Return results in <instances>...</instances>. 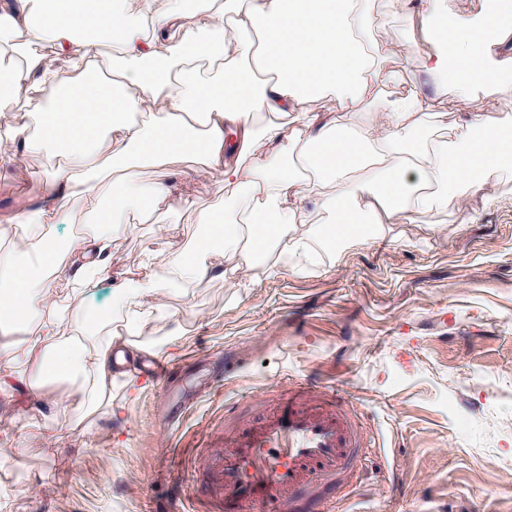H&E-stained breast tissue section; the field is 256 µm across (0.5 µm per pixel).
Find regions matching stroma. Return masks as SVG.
<instances>
[{
	"label": "stroma",
	"mask_w": 512,
	"mask_h": 512,
	"mask_svg": "<svg viewBox=\"0 0 512 512\" xmlns=\"http://www.w3.org/2000/svg\"><path fill=\"white\" fill-rule=\"evenodd\" d=\"M426 7L374 10L371 37L417 63L433 49L417 18ZM420 89L448 122L499 109L490 96L458 102L426 76ZM0 155L1 225L34 190L18 175L48 163L5 139ZM142 174L170 189L154 223L113 242L108 276L51 306L74 320L101 314L130 360L177 364L175 390L192 406L167 430L165 389L130 374L113 377L96 410L70 378L33 399L0 396V512H194L209 445L304 378L348 393L363 427L356 476L315 481L335 512H512V177L495 200L473 197L464 221L451 205L302 272L283 253L237 279L215 272L169 289L166 320L132 330L112 286L142 273L143 241L162 225L170 251H197V211L224 204L210 176ZM188 191L192 211L178 204Z\"/></svg>",
	"instance_id": "stroma-1"
}]
</instances>
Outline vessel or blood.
I'll return each mask as SVG.
<instances>
[{"label": "vessel or blood", "instance_id": "1", "mask_svg": "<svg viewBox=\"0 0 512 512\" xmlns=\"http://www.w3.org/2000/svg\"><path fill=\"white\" fill-rule=\"evenodd\" d=\"M353 407L334 387L292 384L278 405L203 461L209 512H327L306 495L315 474L336 478L359 464Z\"/></svg>", "mask_w": 512, "mask_h": 512}]
</instances>
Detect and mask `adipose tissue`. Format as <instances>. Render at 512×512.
Masks as SVG:
<instances>
[{
  "mask_svg": "<svg viewBox=\"0 0 512 512\" xmlns=\"http://www.w3.org/2000/svg\"><path fill=\"white\" fill-rule=\"evenodd\" d=\"M139 3L133 14L125 0H0V114L12 115L22 150L64 160L50 168L39 204L15 215L17 246L0 252V315L18 312L39 351L0 379V392H36L52 366L79 378L99 406L112 381V337L95 316L71 322L44 310L55 293L107 275L132 213L152 222L169 189L140 179L142 167L194 158L223 188L224 205L200 215L215 252H170L161 233L144 241V274L112 291V306L134 320L158 310L174 280H205L210 254L232 273L250 268L251 251L303 254L315 247L318 219L342 247L365 243L452 199L466 214L474 192L512 172V0L475 15L430 0L421 25L436 49L423 71L459 101L487 90L500 106L443 134L415 87L392 93L404 69L392 44L367 40L368 0ZM102 43L116 48L106 66L92 51ZM34 44L50 55L31 52ZM316 96L340 109L367 105L363 127L308 115ZM76 202L83 231L57 251L43 230L70 223ZM297 224L305 232L290 235Z\"/></svg>",
  "mask_w": 512,
  "mask_h": 512,
  "instance_id": "obj_1",
  "label": "adipose tissue"
}]
</instances>
